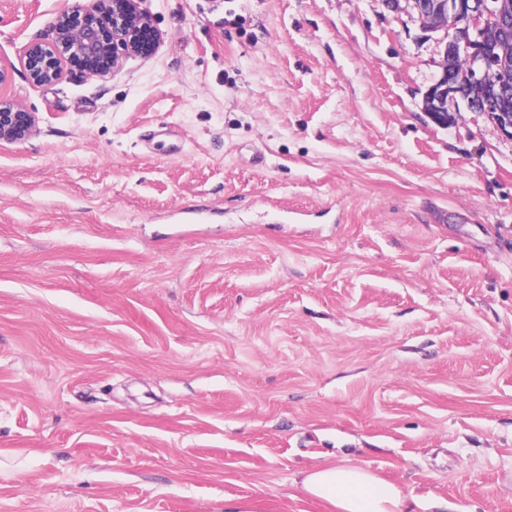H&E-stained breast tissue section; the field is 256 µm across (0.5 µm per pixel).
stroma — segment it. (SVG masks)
I'll return each instance as SVG.
<instances>
[{"instance_id": "obj_1", "label": "stroma", "mask_w": 512, "mask_h": 512, "mask_svg": "<svg viewBox=\"0 0 512 512\" xmlns=\"http://www.w3.org/2000/svg\"><path fill=\"white\" fill-rule=\"evenodd\" d=\"M0 0V512H512V140L434 123L383 0H139L161 40L33 84ZM37 116L19 103L0 100V141H22L34 131ZM303 490L336 512H411L394 483L359 465H324L304 473Z\"/></svg>"}]
</instances>
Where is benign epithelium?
I'll return each mask as SVG.
<instances>
[{"mask_svg":"<svg viewBox=\"0 0 512 512\" xmlns=\"http://www.w3.org/2000/svg\"><path fill=\"white\" fill-rule=\"evenodd\" d=\"M394 11L413 15L429 32H444L440 71L424 96V109L433 120L460 111L464 102L469 112L490 118L501 133L512 139V116L504 114L501 102L512 91L500 80L507 60L484 51V34L490 26L507 31L512 14L501 0H383ZM52 43L29 44L21 54V64L36 85L52 84L63 76V65L76 57L107 56L112 69L134 55L144 54L160 41L149 17L138 9L136 0H74L61 11L53 24ZM465 58L467 66L458 75L448 73V52ZM477 89L471 99L461 88ZM37 116L19 103L0 100V141H22L34 131Z\"/></svg>","mask_w":512,"mask_h":512,"instance_id":"1","label":"benign epithelium"}]
</instances>
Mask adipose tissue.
<instances>
[{
	"label": "adipose tissue",
	"instance_id": "adipose-tissue-1",
	"mask_svg": "<svg viewBox=\"0 0 512 512\" xmlns=\"http://www.w3.org/2000/svg\"><path fill=\"white\" fill-rule=\"evenodd\" d=\"M303 490L334 512H410L407 497L394 483L359 465H324L304 474Z\"/></svg>",
	"mask_w": 512,
	"mask_h": 512
}]
</instances>
